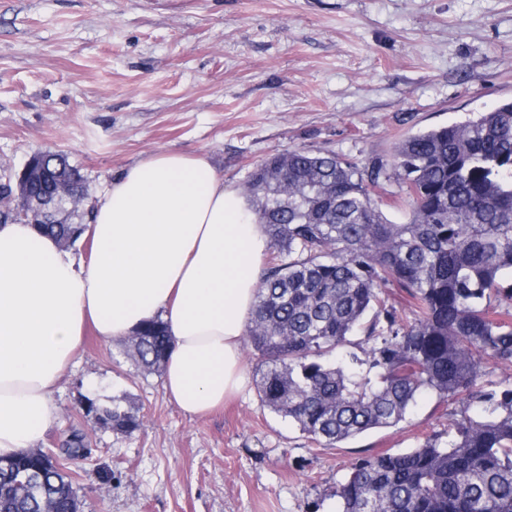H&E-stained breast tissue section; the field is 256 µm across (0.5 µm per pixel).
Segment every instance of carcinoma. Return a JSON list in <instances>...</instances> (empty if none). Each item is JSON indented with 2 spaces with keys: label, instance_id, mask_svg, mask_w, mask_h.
<instances>
[{
  "label": "carcinoma",
  "instance_id": "obj_1",
  "mask_svg": "<svg viewBox=\"0 0 512 512\" xmlns=\"http://www.w3.org/2000/svg\"><path fill=\"white\" fill-rule=\"evenodd\" d=\"M27 164L49 171L23 183L27 194L61 213L80 203L57 197L60 182L83 194L66 154L37 150ZM388 182L410 207L405 224L380 208ZM245 198L271 249L242 337L261 359L262 406L337 448L405 421L424 391L467 402L448 413V440L357 459L336 489L338 512H512V384H480L488 367L512 368V102L412 134L363 168L333 153L273 154ZM33 226L62 242L83 234L58 217ZM391 285L409 290L410 313L388 304ZM129 340L142 367L165 363L160 320ZM363 344L365 360L350 351ZM89 405L120 434L140 425L133 411ZM40 457L0 458V512H70L63 469L15 487L14 469Z\"/></svg>",
  "mask_w": 512,
  "mask_h": 512
}]
</instances>
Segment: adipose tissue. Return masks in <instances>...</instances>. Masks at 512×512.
I'll use <instances>...</instances> for the list:
<instances>
[{"instance_id":"1","label":"adipose tissue","mask_w":512,"mask_h":512,"mask_svg":"<svg viewBox=\"0 0 512 512\" xmlns=\"http://www.w3.org/2000/svg\"><path fill=\"white\" fill-rule=\"evenodd\" d=\"M89 264L32 225L0 226V457L33 447L86 329L103 341L149 319L171 338L163 390L183 411L223 406L243 382L239 339L269 240L204 156L155 152L98 197Z\"/></svg>"}]
</instances>
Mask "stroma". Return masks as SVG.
Wrapping results in <instances>:
<instances>
[{"label":"stroma","instance_id":"obj_1","mask_svg":"<svg viewBox=\"0 0 512 512\" xmlns=\"http://www.w3.org/2000/svg\"><path fill=\"white\" fill-rule=\"evenodd\" d=\"M512 100V0H0V168L67 154L83 212L114 173L156 151L204 155L243 189L268 156L329 152L364 166L395 142ZM130 343L87 336L37 444L70 430L80 512H335L359 457L445 433L449 404L421 396L406 421L329 449L264 408L260 358L204 416L166 397ZM135 409L114 433L86 401Z\"/></svg>","mask_w":512,"mask_h":512}]
</instances>
